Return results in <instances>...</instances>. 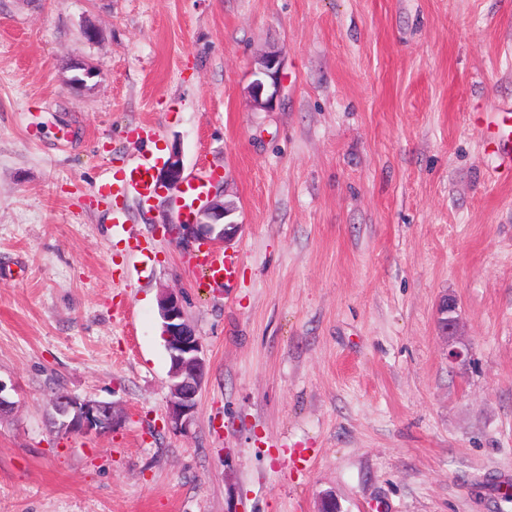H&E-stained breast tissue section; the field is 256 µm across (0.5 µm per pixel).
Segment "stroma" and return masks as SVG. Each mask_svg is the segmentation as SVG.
<instances>
[{
    "label": "stroma",
    "instance_id": "obj_1",
    "mask_svg": "<svg viewBox=\"0 0 512 512\" xmlns=\"http://www.w3.org/2000/svg\"><path fill=\"white\" fill-rule=\"evenodd\" d=\"M504 102L512 0H0V512H512V178L471 121ZM174 147L235 205L231 284L170 192L102 195ZM165 292L206 363L185 431ZM61 392L112 430L58 432ZM283 66V60L276 51L263 55L257 62L255 60L248 92L257 109L271 111L275 108L282 87ZM194 263L203 267L214 280L230 281L234 277L237 260L224 252L210 249L199 250ZM437 315L439 330L448 343V360L452 363L458 362L464 357L467 347L460 334V319L455 301L445 297L438 305Z\"/></svg>",
    "mask_w": 512,
    "mask_h": 512
}]
</instances>
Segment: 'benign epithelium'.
<instances>
[{
  "label": "benign epithelium",
  "mask_w": 512,
  "mask_h": 512,
  "mask_svg": "<svg viewBox=\"0 0 512 512\" xmlns=\"http://www.w3.org/2000/svg\"><path fill=\"white\" fill-rule=\"evenodd\" d=\"M253 80L248 92L254 106L263 111L275 108L280 96L283 80V60L273 51L263 55L254 63ZM159 187L167 190L179 188L185 182L184 167L179 152L174 150L161 171L155 175ZM234 213V207L218 199L197 207L189 213L192 223L183 225L185 235L198 241H207L211 236L228 239L238 231V224L226 221ZM163 319L162 336L170 358L169 405L167 419L173 427L188 429L197 409L198 395L205 376L203 347L195 331L188 325L182 299L170 292L159 303ZM438 325L441 335L448 343V360L460 361L467 350L460 334V319L456 303L446 297L438 305ZM58 428L68 433H100L114 425V406L110 402L97 401L60 394L54 401Z\"/></svg>",
  "instance_id": "1"
}]
</instances>
